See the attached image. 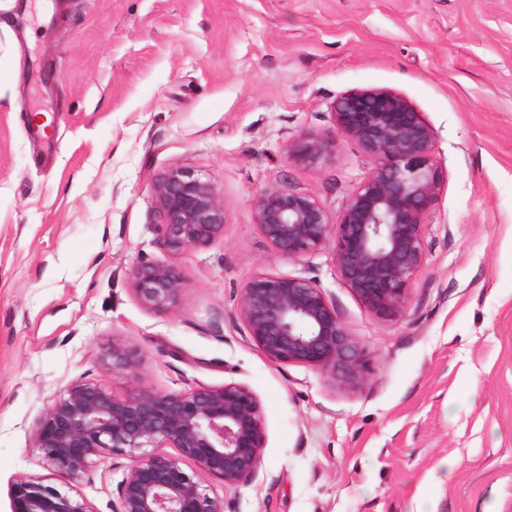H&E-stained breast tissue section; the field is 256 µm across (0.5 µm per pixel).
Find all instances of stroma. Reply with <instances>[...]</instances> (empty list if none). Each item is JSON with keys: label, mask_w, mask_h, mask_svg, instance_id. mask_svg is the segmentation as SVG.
Returning <instances> with one entry per match:
<instances>
[{"label": "stroma", "mask_w": 512, "mask_h": 512, "mask_svg": "<svg viewBox=\"0 0 512 512\" xmlns=\"http://www.w3.org/2000/svg\"><path fill=\"white\" fill-rule=\"evenodd\" d=\"M365 88L434 132L425 261L388 316L330 249L276 256L253 223L273 189L344 208L375 163L333 105ZM309 134L335 144L314 165L289 152ZM177 167L215 184L225 225L173 255L152 184ZM142 262L176 266L174 307L133 294ZM261 274L315 281L370 370L271 362L237 313ZM116 338L135 372L109 369ZM76 380L249 387L266 448L247 484L203 477L224 512H512V0H0V512L16 480L63 486L31 428ZM131 465L109 453L75 480L92 512H114Z\"/></svg>", "instance_id": "1"}]
</instances>
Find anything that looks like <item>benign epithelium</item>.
Returning <instances> with one entry per match:
<instances>
[{
	"mask_svg": "<svg viewBox=\"0 0 512 512\" xmlns=\"http://www.w3.org/2000/svg\"><path fill=\"white\" fill-rule=\"evenodd\" d=\"M333 116L337 132L359 143L374 170L334 222L315 198L274 189L257 199L254 224L279 256L295 259L332 247L346 287L370 312L390 315L402 308L425 258L424 216L436 182L414 160L431 151L433 131L405 96L390 89L349 91L336 100ZM333 147L306 136L291 153L316 164ZM152 190L168 252L207 247L224 236V203L208 179L172 168ZM129 282L150 308L178 301L180 277L171 264L142 262ZM237 312L253 343L275 363L329 369L342 383L367 367L364 348L310 279L256 276L241 289ZM107 359L115 374L132 373L139 362L136 349L121 339L112 340ZM31 438L50 470L74 480L108 452L133 458L115 512H222L200 475L228 488L248 483L258 475L266 447L259 400L234 382L165 394L142 387L119 398L101 384L76 380L35 419ZM8 496L11 512H92L81 495L39 480L13 482Z\"/></svg>",
	"mask_w": 512,
	"mask_h": 512,
	"instance_id": "obj_1",
	"label": "benign epithelium"
}]
</instances>
